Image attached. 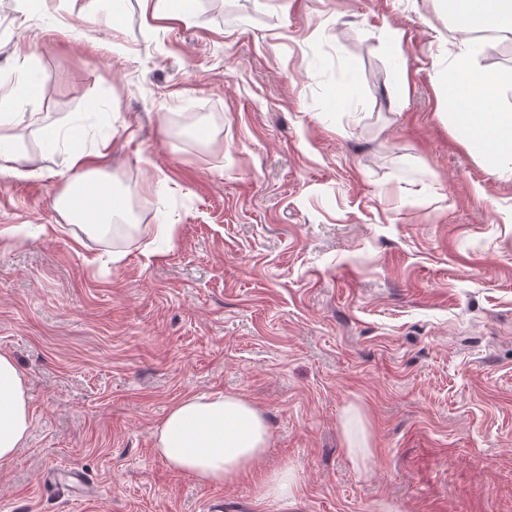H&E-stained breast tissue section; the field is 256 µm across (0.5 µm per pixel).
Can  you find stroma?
I'll list each match as a JSON object with an SVG mask.
<instances>
[{
    "label": "stroma",
    "mask_w": 512,
    "mask_h": 512,
    "mask_svg": "<svg viewBox=\"0 0 512 512\" xmlns=\"http://www.w3.org/2000/svg\"><path fill=\"white\" fill-rule=\"evenodd\" d=\"M497 44L471 33L468 62L512 110ZM459 51L433 0L158 17L143 0H0V85L44 87L0 130L19 170L0 176V352L32 413L0 512H512V180L439 99ZM75 126L125 204L175 225L169 251L55 208ZM215 392L263 412L257 469L293 466V504L154 452L174 402ZM344 430L350 460L354 465H358L359 462L364 463L369 457L370 448L367 445L362 418L358 409L354 408L349 411L344 423Z\"/></svg>",
    "instance_id": "stroma-1"
}]
</instances>
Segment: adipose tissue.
<instances>
[{"label": "adipose tissue", "mask_w": 512, "mask_h": 512, "mask_svg": "<svg viewBox=\"0 0 512 512\" xmlns=\"http://www.w3.org/2000/svg\"><path fill=\"white\" fill-rule=\"evenodd\" d=\"M438 14L450 19L454 35L485 31L512 37V0H434ZM491 76L460 77L441 86L455 126L471 154L490 172L512 179V111H501L482 97ZM31 411L27 383L12 356L0 353V464L8 463L28 435ZM270 446L269 424L257 407L235 394L190 396L169 407L154 432V450L168 465L208 485H229L255 476L262 499L291 502L299 486L294 468L257 473Z\"/></svg>", "instance_id": "1"}]
</instances>
